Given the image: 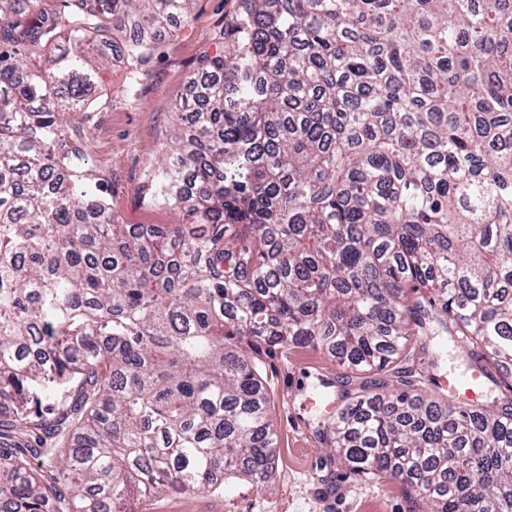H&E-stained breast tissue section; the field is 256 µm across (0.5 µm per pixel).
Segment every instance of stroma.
I'll return each mask as SVG.
<instances>
[{
	"label": "stroma",
	"instance_id": "obj_1",
	"mask_svg": "<svg viewBox=\"0 0 512 512\" xmlns=\"http://www.w3.org/2000/svg\"><path fill=\"white\" fill-rule=\"evenodd\" d=\"M242 6V0H195L189 22L139 73L123 62L104 71L97 105L83 126L89 164L106 174L122 223L173 222V212L152 203L148 191L159 149L170 138L172 113L188 76L215 54L220 35L232 28ZM324 371L322 355L309 349L269 358L281 452L264 488L239 480L221 493L133 500L128 512H409L400 487L353 476L328 460L315 430L335 417L338 407L314 399L317 376Z\"/></svg>",
	"mask_w": 512,
	"mask_h": 512
}]
</instances>
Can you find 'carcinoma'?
Returning a JSON list of instances; mask_svg holds the SVG:
<instances>
[{"label":"carcinoma","instance_id":"1","mask_svg":"<svg viewBox=\"0 0 512 512\" xmlns=\"http://www.w3.org/2000/svg\"><path fill=\"white\" fill-rule=\"evenodd\" d=\"M193 2L0 0V512L264 487L296 348L350 473L512 512V0H244L151 180L182 221L124 224L69 123ZM450 340L489 400L418 367Z\"/></svg>","mask_w":512,"mask_h":512}]
</instances>
